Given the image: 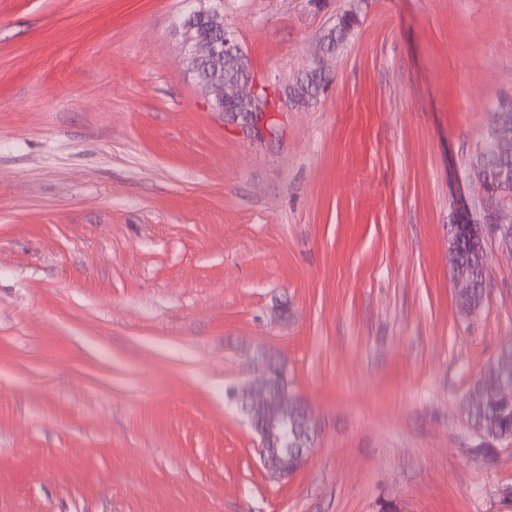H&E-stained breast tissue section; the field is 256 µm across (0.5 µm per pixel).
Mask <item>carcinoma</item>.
Instances as JSON below:
<instances>
[{
	"label": "carcinoma",
	"instance_id": "cac0c4a2",
	"mask_svg": "<svg viewBox=\"0 0 512 512\" xmlns=\"http://www.w3.org/2000/svg\"><path fill=\"white\" fill-rule=\"evenodd\" d=\"M355 24L356 18L351 13L338 16L334 27L324 36L325 53L338 50ZM249 77L250 70L247 68H224V97L244 102L248 96ZM330 79V72L325 67H310L291 87L289 96L297 101L312 100ZM505 170L512 172V145L497 151L481 147L467 163V173L484 179L489 186L487 198L482 200L479 208V213L485 219L490 217L491 209L502 198L512 196V184L504 185L499 178ZM449 262L453 271L466 273L475 283L468 309L477 308L483 298L485 263L480 261L473 245L466 240L457 242L450 251ZM506 381L512 382V349L483 371L473 383L471 394L465 401L468 421L483 438L479 451L487 459L495 455V449L489 447V443L512 438V397L508 398L500 392V386Z\"/></svg>",
	"mask_w": 512,
	"mask_h": 512
}]
</instances>
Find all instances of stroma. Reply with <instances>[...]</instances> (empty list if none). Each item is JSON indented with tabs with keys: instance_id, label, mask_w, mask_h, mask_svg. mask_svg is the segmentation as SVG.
Instances as JSON below:
<instances>
[{
	"instance_id": "obj_1",
	"label": "stroma",
	"mask_w": 512,
	"mask_h": 512,
	"mask_svg": "<svg viewBox=\"0 0 512 512\" xmlns=\"http://www.w3.org/2000/svg\"><path fill=\"white\" fill-rule=\"evenodd\" d=\"M217 7L271 136L211 109L192 0H0V512H512V440L474 457L461 410L512 264L469 314L449 265L512 0ZM260 346L316 425L283 483L228 396ZM356 22L357 20L352 13H345L336 18L334 27L323 37L326 41V54H331L339 49L340 45L343 44L352 31ZM330 79V72L325 67H310L291 87L289 96L297 101L313 100Z\"/></svg>"
}]
</instances>
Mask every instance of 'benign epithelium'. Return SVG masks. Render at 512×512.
Here are the masks:
<instances>
[{
	"mask_svg": "<svg viewBox=\"0 0 512 512\" xmlns=\"http://www.w3.org/2000/svg\"><path fill=\"white\" fill-rule=\"evenodd\" d=\"M204 16L211 22L216 36L199 41L189 37V29L195 20ZM191 71L205 59L221 64H243L245 54L234 30L224 25V14L217 9H199L187 15L179 25ZM251 107L245 112V124L253 132L264 134L271 131L268 113L271 101L268 89L255 80H249ZM482 220L472 209L464 208L454 224V236L465 239L474 234L475 225ZM484 235L492 236L509 247L512 258V202L500 204L491 214V223L484 226ZM256 359L259 373L232 392L246 421L257 438L260 462L271 480L285 482L291 479L306 463L312 453L314 421L306 405L289 393L288 371L274 351L260 348ZM301 407L293 435L288 436V405Z\"/></svg>",
	"mask_w": 512,
	"mask_h": 512,
	"instance_id": "benign-epithelium-1",
	"label": "benign epithelium"
}]
</instances>
